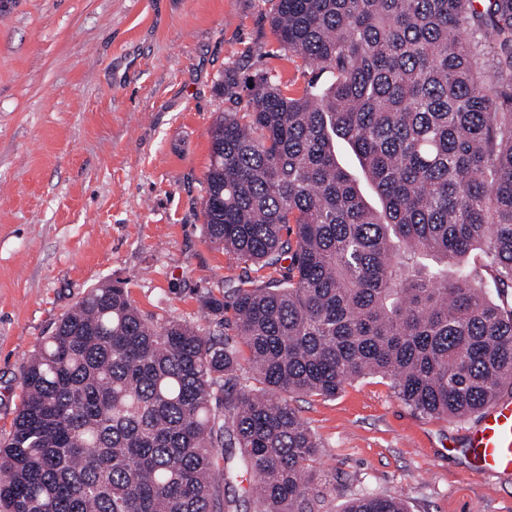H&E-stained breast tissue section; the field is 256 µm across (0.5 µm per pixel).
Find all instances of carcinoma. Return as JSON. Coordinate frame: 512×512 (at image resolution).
Wrapping results in <instances>:
<instances>
[{"label": "carcinoma", "instance_id": "1", "mask_svg": "<svg viewBox=\"0 0 512 512\" xmlns=\"http://www.w3.org/2000/svg\"><path fill=\"white\" fill-rule=\"evenodd\" d=\"M271 25L333 81L251 80L210 132L203 231L278 276L201 296L208 329L91 289L28 358L0 512H316L289 396L383 375L464 419L512 388V0H276Z\"/></svg>", "mask_w": 512, "mask_h": 512}]
</instances>
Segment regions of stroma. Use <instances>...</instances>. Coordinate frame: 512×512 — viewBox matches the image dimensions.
<instances>
[{
    "label": "stroma",
    "instance_id": "1",
    "mask_svg": "<svg viewBox=\"0 0 512 512\" xmlns=\"http://www.w3.org/2000/svg\"><path fill=\"white\" fill-rule=\"evenodd\" d=\"M275 0H0V437L27 358L89 289L118 282L158 319L202 321L225 281L268 277L203 237L210 130L246 109L224 72L325 73L284 51ZM323 446L320 512L398 496L409 512H512V477L470 475V420L406 405L368 376L293 398Z\"/></svg>",
    "mask_w": 512,
    "mask_h": 512
}]
</instances>
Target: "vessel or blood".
I'll return each instance as SVG.
<instances>
[{
  "mask_svg": "<svg viewBox=\"0 0 512 512\" xmlns=\"http://www.w3.org/2000/svg\"><path fill=\"white\" fill-rule=\"evenodd\" d=\"M471 474L498 476L512 472V399L499 398L467 434Z\"/></svg>",
  "mask_w": 512,
  "mask_h": 512,
  "instance_id": "1",
  "label": "vessel or blood"
}]
</instances>
